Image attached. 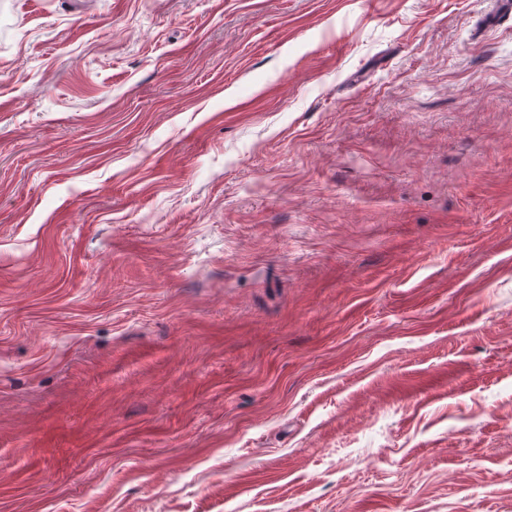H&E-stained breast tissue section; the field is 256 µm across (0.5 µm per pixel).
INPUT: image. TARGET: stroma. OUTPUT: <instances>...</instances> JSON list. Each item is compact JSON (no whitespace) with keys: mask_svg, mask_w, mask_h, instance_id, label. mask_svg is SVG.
<instances>
[{"mask_svg":"<svg viewBox=\"0 0 512 512\" xmlns=\"http://www.w3.org/2000/svg\"><path fill=\"white\" fill-rule=\"evenodd\" d=\"M0 512H512V15L0 0Z\"/></svg>","mask_w":512,"mask_h":512,"instance_id":"35a3bbf8","label":"stroma"}]
</instances>
